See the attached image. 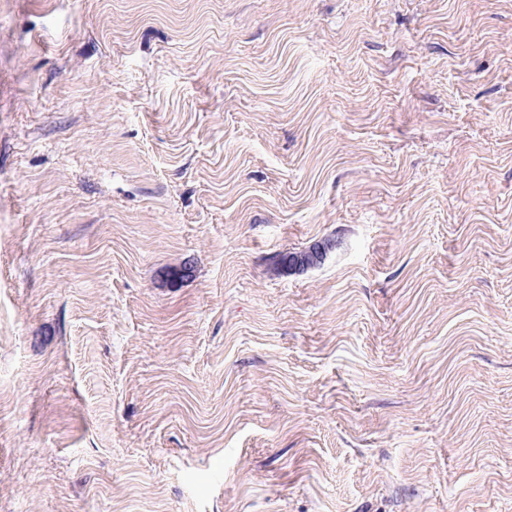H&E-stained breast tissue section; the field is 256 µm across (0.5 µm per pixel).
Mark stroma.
<instances>
[{"label": "stroma", "mask_w": 512, "mask_h": 512, "mask_svg": "<svg viewBox=\"0 0 512 512\" xmlns=\"http://www.w3.org/2000/svg\"><path fill=\"white\" fill-rule=\"evenodd\" d=\"M0 512H512V0H0Z\"/></svg>", "instance_id": "35a3bbf8"}]
</instances>
